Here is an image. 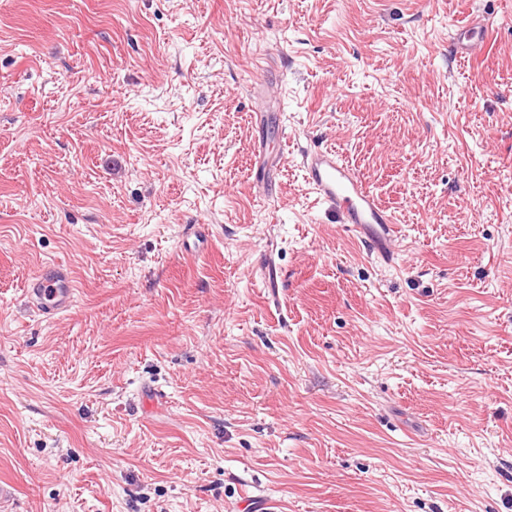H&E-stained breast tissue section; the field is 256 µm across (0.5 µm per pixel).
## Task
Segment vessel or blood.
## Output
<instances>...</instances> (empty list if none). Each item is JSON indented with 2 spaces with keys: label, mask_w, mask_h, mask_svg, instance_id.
Segmentation results:
<instances>
[{
  "label": "vessel or blood",
  "mask_w": 512,
  "mask_h": 512,
  "mask_svg": "<svg viewBox=\"0 0 512 512\" xmlns=\"http://www.w3.org/2000/svg\"><path fill=\"white\" fill-rule=\"evenodd\" d=\"M301 164L317 199L336 209L342 224L363 242L371 255L392 263L397 251L396 218L379 204L352 169L328 149L303 154ZM74 291L71 270L56 266L31 278L24 296L33 311L51 318L71 307Z\"/></svg>",
  "instance_id": "obj_1"
}]
</instances>
